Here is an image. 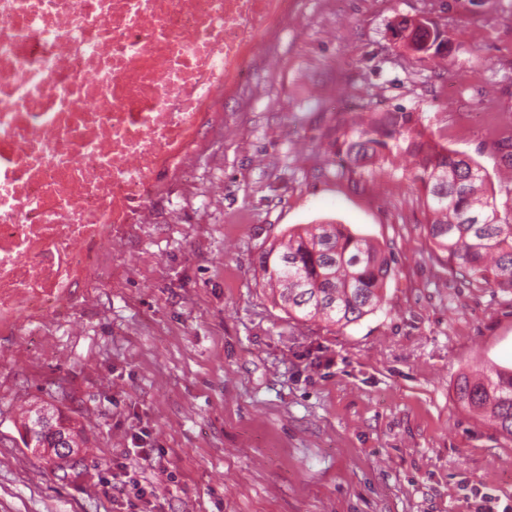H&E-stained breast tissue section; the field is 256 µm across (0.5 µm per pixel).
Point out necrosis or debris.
I'll return each mask as SVG.
<instances>
[{
  "label": "necrosis or debris",
  "instance_id": "4bbe7bcc",
  "mask_svg": "<svg viewBox=\"0 0 512 512\" xmlns=\"http://www.w3.org/2000/svg\"><path fill=\"white\" fill-rule=\"evenodd\" d=\"M288 0H0V322L41 321L182 171Z\"/></svg>",
  "mask_w": 512,
  "mask_h": 512
}]
</instances>
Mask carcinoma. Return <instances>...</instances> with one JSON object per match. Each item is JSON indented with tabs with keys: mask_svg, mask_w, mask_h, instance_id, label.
I'll use <instances>...</instances> for the list:
<instances>
[{
	"mask_svg": "<svg viewBox=\"0 0 512 512\" xmlns=\"http://www.w3.org/2000/svg\"><path fill=\"white\" fill-rule=\"evenodd\" d=\"M439 29L415 34L417 50L439 55ZM406 153L413 158L406 179L425 197V230L446 255L448 271L470 284L512 293V205L499 211L496 196L484 189L486 172L474 160L424 139L413 113L362 112L336 144L333 163L356 172ZM259 268L274 304L309 322L342 330L384 303L392 258L384 248L343 224H314L288 232L259 257ZM459 400L487 418L512 441V370L463 375ZM43 409L30 411L18 435L26 448L56 447V437L78 447L62 412H47L52 429L40 425Z\"/></svg>",
	"mask_w": 512,
	"mask_h": 512,
	"instance_id": "1",
	"label": "carcinoma"
}]
</instances>
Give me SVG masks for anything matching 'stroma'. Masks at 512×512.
<instances>
[{"instance_id":"35a3bbf8","label":"stroma","mask_w":512,"mask_h":512,"mask_svg":"<svg viewBox=\"0 0 512 512\" xmlns=\"http://www.w3.org/2000/svg\"><path fill=\"white\" fill-rule=\"evenodd\" d=\"M402 17L441 30L445 61L393 37ZM256 42L191 178L168 177L65 312L0 332V512H131L116 463L149 512H478L483 492L512 512V441L455 394L512 368V293L449 273L408 158L341 174L319 149L360 105L399 107L511 201L512 0H294ZM328 221L393 257L386 304L338 332L274 305L257 264ZM35 402L84 432L67 471L19 439ZM116 468L120 470L119 475H122V477L125 478V480H121L120 488L127 495V502H129V506L132 507V509H135L137 504L133 499L142 501L147 495V490L143 486L142 482L136 477L135 473L131 475V473L127 471L126 465L117 464Z\"/></svg>"}]
</instances>
